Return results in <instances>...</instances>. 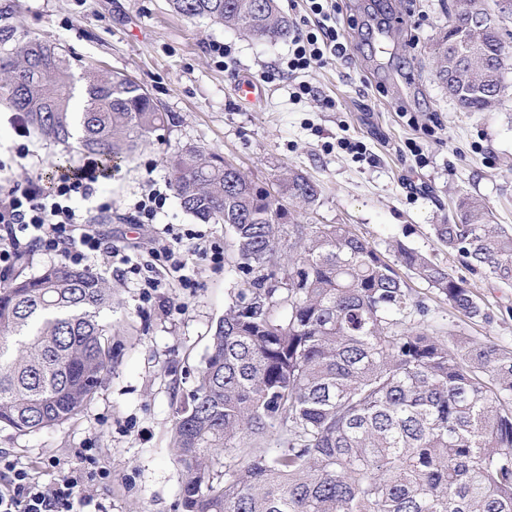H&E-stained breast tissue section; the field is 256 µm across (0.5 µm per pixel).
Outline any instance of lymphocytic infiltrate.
<instances>
[{"instance_id":"1","label":"lymphocytic infiltrate","mask_w":512,"mask_h":512,"mask_svg":"<svg viewBox=\"0 0 512 512\" xmlns=\"http://www.w3.org/2000/svg\"><path fill=\"white\" fill-rule=\"evenodd\" d=\"M309 13L317 16L313 28L297 29L284 60L289 72L306 71L328 62L346 50L344 35L336 26L334 0H304ZM99 166L86 159L81 168L58 177L44 186L41 177H32L24 188L0 192V273L9 271L20 257L19 233L47 254L72 265H83L101 251L103 242L70 204L73 196L92 195L99 180ZM0 468L11 472L8 490H0V512H83L91 503L85 475L73 472L57 483L43 487L25 470L0 458Z\"/></svg>"}]
</instances>
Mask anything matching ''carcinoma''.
<instances>
[{
  "instance_id": "1",
  "label": "carcinoma",
  "mask_w": 512,
  "mask_h": 512,
  "mask_svg": "<svg viewBox=\"0 0 512 512\" xmlns=\"http://www.w3.org/2000/svg\"><path fill=\"white\" fill-rule=\"evenodd\" d=\"M260 39L283 38L277 0H169ZM471 13L487 17L465 24ZM512 12L452 0L428 53L448 96L470 112L499 105ZM83 107L66 51L34 39L0 5V104L39 137L110 171L170 123L121 73L83 67ZM184 211L230 231L243 280L212 327L171 452L180 512H512V345L426 324L409 279L462 321L490 309L467 281L398 243L393 258L347 224H302L319 188L288 168L271 190L209 149L166 160ZM432 225L471 271L512 287V228L460 194ZM112 285L91 268L51 266L0 284V427L45 431L86 409L112 369Z\"/></svg>"
}]
</instances>
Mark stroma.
I'll use <instances>...</instances> for the list:
<instances>
[{"label": "stroma", "instance_id": "35a3bbf8", "mask_svg": "<svg viewBox=\"0 0 512 512\" xmlns=\"http://www.w3.org/2000/svg\"><path fill=\"white\" fill-rule=\"evenodd\" d=\"M18 21L36 39L68 49L81 63L122 73L172 117L168 129L108 173L93 195L72 205L126 263L97 254L89 265L116 294L112 342L117 356L90 406L52 430L21 434L0 428V455L39 484L82 469L78 449L95 461L86 491L93 512H177L180 471L170 453L171 429L208 345L210 329L242 287L227 265L195 253L197 239L226 242L223 225L203 224L167 198L154 226H139L136 203L169 181L166 158L187 145L218 152L253 180L273 186L292 166L320 187L310 224H348L379 248L401 241L468 279L489 306L488 322L466 323L475 336L512 343V287L471 273L435 238L451 199H481L497 223L512 226V54L505 60L493 112H468L434 76L428 46L448 16V0H336L348 50L300 74L281 72L284 39L260 40L207 19L174 13L168 0H14ZM226 44L232 63L209 52ZM263 78L261 107L240 103L239 81ZM311 95L294 98L298 84ZM334 108H325V101ZM432 120L425 135L409 118ZM362 143L354 157L342 141ZM422 156H414L409 142ZM30 150L15 155L18 144ZM61 149L27 133L19 137L10 108L0 105V186L24 187L48 171ZM183 233L180 247L195 280L181 287L154 259L155 226ZM162 282L144 300L145 277Z\"/></svg>", "mask_w": 512, "mask_h": 512}]
</instances>
